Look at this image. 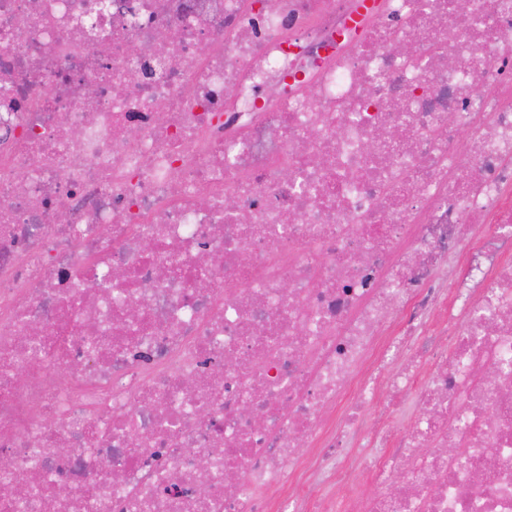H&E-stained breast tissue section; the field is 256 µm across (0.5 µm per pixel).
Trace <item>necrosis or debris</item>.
Returning <instances> with one entry per match:
<instances>
[{
  "label": "necrosis or debris",
  "mask_w": 512,
  "mask_h": 512,
  "mask_svg": "<svg viewBox=\"0 0 512 512\" xmlns=\"http://www.w3.org/2000/svg\"><path fill=\"white\" fill-rule=\"evenodd\" d=\"M353 9L0 0V512H512V0Z\"/></svg>",
  "instance_id": "4bbe7bcc"
}]
</instances>
